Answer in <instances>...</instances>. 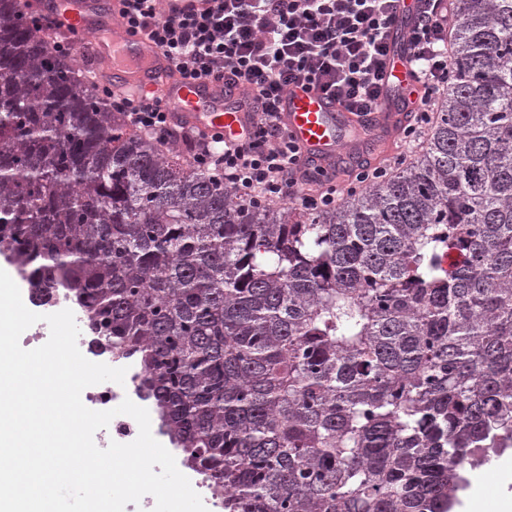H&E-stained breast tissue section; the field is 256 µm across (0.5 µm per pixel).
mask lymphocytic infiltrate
<instances>
[{
  "instance_id": "f902f5d3",
  "label": "lymphocytic infiltrate",
  "mask_w": 512,
  "mask_h": 512,
  "mask_svg": "<svg viewBox=\"0 0 512 512\" xmlns=\"http://www.w3.org/2000/svg\"><path fill=\"white\" fill-rule=\"evenodd\" d=\"M399 0H209L207 8L165 11L159 0H120L129 33L152 40L187 81L224 80L252 112L238 140L196 135L191 162L220 180L243 204L291 202L318 210L341 201L335 174L309 169L281 121L279 104L292 88L319 90L345 110L368 114L386 91V61ZM455 22L452 0H418L406 45L419 85L415 125L420 144L448 90ZM111 111L162 146L178 128L160 96L99 89Z\"/></svg>"
}]
</instances>
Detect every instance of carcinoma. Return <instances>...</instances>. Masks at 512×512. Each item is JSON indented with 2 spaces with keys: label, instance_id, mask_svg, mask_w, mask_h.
Here are the masks:
<instances>
[{
  "label": "carcinoma",
  "instance_id": "carcinoma-1",
  "mask_svg": "<svg viewBox=\"0 0 512 512\" xmlns=\"http://www.w3.org/2000/svg\"><path fill=\"white\" fill-rule=\"evenodd\" d=\"M455 12L426 142L310 213L128 131L0 0V255L138 358L224 512H451L512 447V0Z\"/></svg>",
  "mask_w": 512,
  "mask_h": 512
}]
</instances>
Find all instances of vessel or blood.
<instances>
[{
	"instance_id": "1",
	"label": "vessel or blood",
	"mask_w": 512,
	"mask_h": 512,
	"mask_svg": "<svg viewBox=\"0 0 512 512\" xmlns=\"http://www.w3.org/2000/svg\"><path fill=\"white\" fill-rule=\"evenodd\" d=\"M49 12L59 23L58 34L72 37L79 52L91 57L87 72L93 81L105 79L122 91L160 95L186 128L228 141L247 133L250 115L239 110L236 88L212 80L184 81L152 41L128 32L116 0L104 5L99 0H54ZM410 71L406 50L395 47L386 68L389 87L409 89ZM281 118L301 148L303 163L322 167L364 157L368 138L386 137L407 121L406 115L384 111L361 121L334 99L301 88L285 96Z\"/></svg>"
}]
</instances>
